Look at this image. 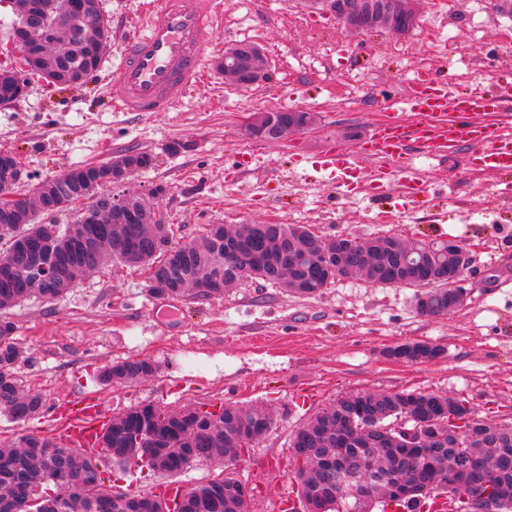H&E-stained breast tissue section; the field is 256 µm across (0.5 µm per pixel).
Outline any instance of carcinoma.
Returning <instances> with one entry per match:
<instances>
[{
    "instance_id": "carcinoma-1",
    "label": "carcinoma",
    "mask_w": 512,
    "mask_h": 512,
    "mask_svg": "<svg viewBox=\"0 0 512 512\" xmlns=\"http://www.w3.org/2000/svg\"><path fill=\"white\" fill-rule=\"evenodd\" d=\"M52 0H12L13 19L20 20L36 7L49 10ZM82 40L69 38L64 58L47 60L44 54L34 56L37 76L48 70L64 72L63 61L93 67L84 60ZM137 170L153 165L154 156L147 152H129L113 156L109 161L89 169L90 186L75 187L58 198V210L67 212L76 204L93 203L102 183L98 177L113 171L117 163ZM15 201H0V256L11 257V272L0 271V309L36 298L53 302L63 297L75 284L76 272L97 269L105 254L129 266H143L149 271V292L160 298L187 297L194 294L190 285L217 273L219 289L224 282L245 268L249 276L272 283L283 279L272 273L278 267L292 277L289 291L312 297L335 280L365 273L373 285L416 287L419 315L435 317L448 313V295L454 282L444 277L448 269L459 265L466 248L448 239H415L404 242L391 235L356 242L350 236L338 235L330 244L321 243V235L305 224H240L228 229L210 224L204 244L194 242L175 246L164 231L143 246V224H96L99 245L81 259L57 287L41 277V267L54 262L73 238L72 224H40L33 209L10 220ZM15 327L0 321V410L13 421H26L38 415L44 403L37 394L24 395L13 376L12 365L17 348L12 341ZM124 382H137L153 376L154 364L146 359L128 360L121 364ZM443 403L433 400V393L398 391L389 393L353 392L341 396L301 425L294 433L291 447L317 448L324 452L335 448L352 455L361 448H375L370 456L379 469L394 472L406 457L411 441L396 429L397 421L405 427L416 422L436 424L448 419V405H453L460 418L467 420L474 408L465 398L442 396ZM273 420L260 411L241 403L224 404V416L211 424L184 409L168 412L159 419L154 405L142 404L112 419L102 437V453L94 456L78 448L67 451L42 435H27L12 445L0 447V512H24L26 501L37 494L47 495L50 512H119L112 500L100 494L94 473L108 464L128 466L132 460L153 454L160 463V474L179 476L192 464L210 460L220 448L231 452L252 448L271 428ZM462 452L475 457L482 468L492 473V484L502 499L501 512H512V427L498 423V415L477 416V422L460 439ZM453 459L444 452L422 457L419 473L422 484L413 487L414 495L390 503L379 493L373 499L356 504L327 496L322 512H369L374 503L389 512H404L424 504L436 495L448 493L452 480ZM221 483H201L193 487L195 494L187 500L186 512H234L245 507L235 492V477L222 472ZM299 489L325 492L322 466L318 459L293 473Z\"/></svg>"
}]
</instances>
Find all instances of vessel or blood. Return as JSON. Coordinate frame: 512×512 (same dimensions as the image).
Here are the masks:
<instances>
[{
    "label": "vessel or blood",
    "instance_id": "obj_1",
    "mask_svg": "<svg viewBox=\"0 0 512 512\" xmlns=\"http://www.w3.org/2000/svg\"><path fill=\"white\" fill-rule=\"evenodd\" d=\"M222 0H153L143 7L139 26L129 31L118 64L106 79L105 100L115 112H166L201 79L223 17ZM385 121L372 125L352 151L329 144L313 162L316 172L345 179L370 161L376 184L397 181L409 200L428 195L422 172L409 164L412 151L440 160L460 144L472 149L476 166L505 175L501 192L512 194V130L484 121L487 113L512 107V80L480 91L449 81L441 71L414 74L406 91L387 102ZM66 438L88 451L98 448L105 414L98 398L84 395L67 407Z\"/></svg>",
    "mask_w": 512,
    "mask_h": 512
}]
</instances>
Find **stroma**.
Listing matches in <instances>:
<instances>
[{"mask_svg":"<svg viewBox=\"0 0 512 512\" xmlns=\"http://www.w3.org/2000/svg\"><path fill=\"white\" fill-rule=\"evenodd\" d=\"M443 1L451 24L476 31L452 39L439 30L435 47L448 76L466 83L469 69L485 61L493 78L512 77L505 47L512 16L496 13L493 0H418L421 24L404 34L352 32L299 0H242L230 26L218 29L204 80L172 111L106 110L101 70L80 87L34 80L24 98L0 107V150L16 153L37 181L124 151L152 154L153 166L126 188L145 194L176 245L201 241L210 224H307L325 237L453 238L474 258L467 301L438 317L417 313L415 289L360 278L336 281L312 298L249 279L218 299L160 301L149 292L147 271L107 264L81 275L58 301L30 299L0 312L15 326L14 376L46 403L25 422L0 416V442L63 436L59 407L84 392L100 395L111 418L148 402L169 409L253 404L270 411L274 424L236 474L256 489L252 512H283L297 491L291 435L338 396L432 391L466 398L481 415L512 406V197L483 207L498 177L474 171L470 146L441 160L415 156L431 194L412 203L395 185L380 192L364 184L360 171L345 186L309 181L288 144L245 134L249 113L289 106L319 116L291 137L308 157L330 141L355 147L382 120L383 94L402 90L424 58L421 27L436 22ZM239 42L262 44L270 61L267 79L247 90L216 68L225 47ZM173 142L183 151L169 153ZM156 184L164 194L150 195ZM414 341L444 353L414 364L389 357ZM132 358L152 361L155 375L120 386L100 381L105 368Z\"/></svg>","mask_w":512,"mask_h":512,"instance_id":"1","label":"stroma"}]
</instances>
